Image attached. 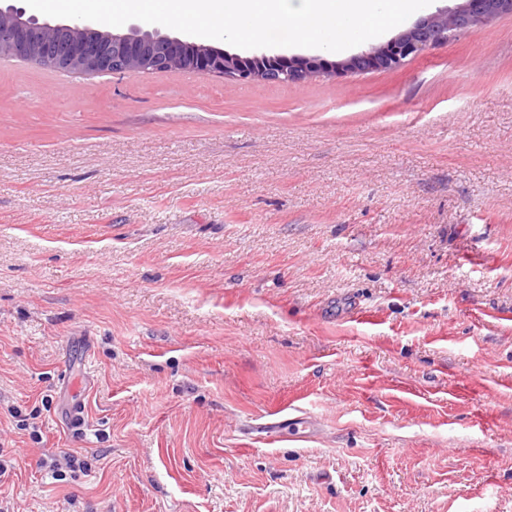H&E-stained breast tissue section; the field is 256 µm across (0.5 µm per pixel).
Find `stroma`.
Instances as JSON below:
<instances>
[{
	"label": "stroma",
	"mask_w": 512,
	"mask_h": 512,
	"mask_svg": "<svg viewBox=\"0 0 512 512\" xmlns=\"http://www.w3.org/2000/svg\"><path fill=\"white\" fill-rule=\"evenodd\" d=\"M0 447L9 512H512V16L303 84L0 57Z\"/></svg>",
	"instance_id": "35a3bbf8"
}]
</instances>
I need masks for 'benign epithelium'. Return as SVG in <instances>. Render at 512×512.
Listing matches in <instances>:
<instances>
[{"mask_svg":"<svg viewBox=\"0 0 512 512\" xmlns=\"http://www.w3.org/2000/svg\"><path fill=\"white\" fill-rule=\"evenodd\" d=\"M512 16V0H462L438 10L386 42L348 58L331 61L321 55H285L262 51L251 56L158 29L131 25L107 30L90 21L50 23L27 14L23 6L0 5V51L41 68L83 75L186 71L238 81L305 83L320 77L395 70L461 33L496 17Z\"/></svg>","mask_w":512,"mask_h":512,"instance_id":"1","label":"benign epithelium"}]
</instances>
